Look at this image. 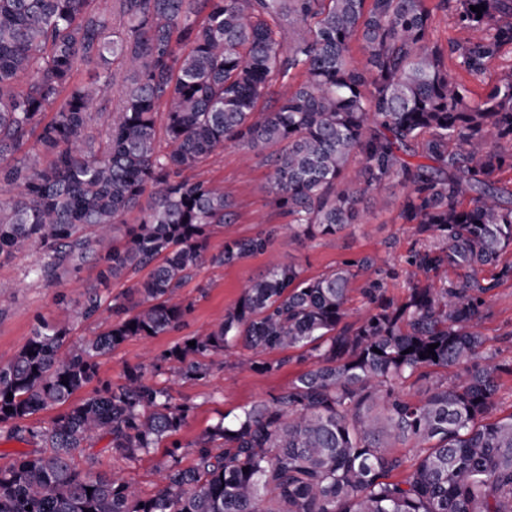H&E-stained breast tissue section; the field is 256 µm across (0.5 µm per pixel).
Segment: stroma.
Masks as SVG:
<instances>
[{"instance_id":"35a3bbf8","label":"stroma","mask_w":512,"mask_h":512,"mask_svg":"<svg viewBox=\"0 0 512 512\" xmlns=\"http://www.w3.org/2000/svg\"><path fill=\"white\" fill-rule=\"evenodd\" d=\"M204 177L220 182L232 201L233 216L216 229L212 250H219L224 239L248 237L272 225L284 223L267 191L268 169L259 157H245L233 146L215 151L201 169ZM383 204L364 200L358 224L336 235L298 242L278 237L271 254L257 255L234 265L208 263L201 267L182 290L193 309L176 330L153 338L127 340L100 360L101 379L119 383L126 367L146 362L149 353H157L187 337L220 323L224 311L240 296L252 278L265 273L270 256L299 265L305 276L317 277L346 260L366 255L379 256L398 268L414 248L416 238L409 225L397 219L403 195L400 186L386 183L381 191ZM32 258L20 256L0 263V363L11 361L31 336L38 319L59 318L58 290L30 275ZM481 331L489 349L512 357V281L497 288L486 305ZM307 368L293 361L274 373L251 370H213L202 380L187 381L168 374L167 384L175 402L193 404L195 410L178 438L189 443L219 415L237 414L241 407L270 399ZM99 462L97 472L119 474L137 484L143 492H152L158 480L157 467L166 458L165 449L136 462L114 459L107 441L94 447Z\"/></svg>"}]
</instances>
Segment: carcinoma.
<instances>
[{
    "mask_svg": "<svg viewBox=\"0 0 512 512\" xmlns=\"http://www.w3.org/2000/svg\"><path fill=\"white\" fill-rule=\"evenodd\" d=\"M430 3L0 0V259L36 256L31 272L48 284L90 262L102 284L150 268L110 300L91 286L61 299L64 318L39 320L0 365V427L35 445L0 468V512H512V412L497 416L512 358L479 331L487 297L512 280V262L500 263L512 186L496 179L512 170V66L473 103L446 65L480 78L512 49V0H438L471 32L445 46L431 40ZM92 62V81L78 80ZM294 72L300 83L260 105ZM94 112L108 113L97 136ZM227 143L263 153L288 223L212 254L231 202L194 171ZM390 181L421 241L402 270L364 256L309 278L274 261L221 323L126 368L121 384L98 379L99 359L126 340L182 324V288L206 262L266 254L281 234L334 235ZM447 269L455 279L437 284ZM399 278L400 302L388 296ZM105 312L107 329L66 345L70 321ZM239 346L247 355L230 360ZM294 357L309 368L208 425L182 466L174 436L194 406L148 382L147 368L199 379L272 373ZM48 410L47 425L27 424ZM103 437L128 462L171 446L152 494L95 473Z\"/></svg>",
    "mask_w": 512,
    "mask_h": 512,
    "instance_id": "1",
    "label": "carcinoma"
}]
</instances>
